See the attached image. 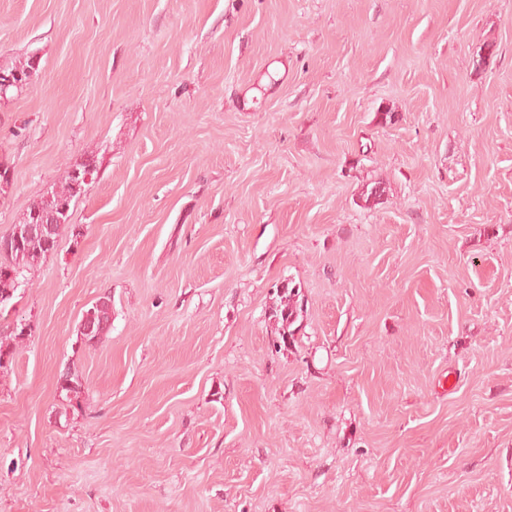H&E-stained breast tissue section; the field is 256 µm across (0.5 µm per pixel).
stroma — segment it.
Returning a JSON list of instances; mask_svg holds the SVG:
<instances>
[{"mask_svg": "<svg viewBox=\"0 0 512 512\" xmlns=\"http://www.w3.org/2000/svg\"><path fill=\"white\" fill-rule=\"evenodd\" d=\"M30 58L0 236L97 172L0 311V512H512V0H0ZM71 171L67 170L63 175L62 179L59 181L57 185H53L51 191L48 193L51 195V199H47L46 196H42L40 200L36 201L29 209L27 217H29L32 210L36 208H40L43 210H50L53 208H58L61 205H68L70 210V205L72 200L77 197L81 192L76 193L73 188V184L76 189L79 188L81 182L87 183L90 180V168L86 167L85 172L81 175L80 170L75 169L71 176ZM73 177V180H72ZM74 181V182H73ZM69 210L67 214V210H63L62 213L64 215L67 214L65 219L70 217ZM276 291L279 300L271 315L274 319L277 336L283 343L287 340L293 342L300 326L296 324L304 313L303 301L299 300V287L296 288V285L290 286V283H288L277 288Z\"/></svg>", "mask_w": 512, "mask_h": 512, "instance_id": "1", "label": "stroma"}]
</instances>
